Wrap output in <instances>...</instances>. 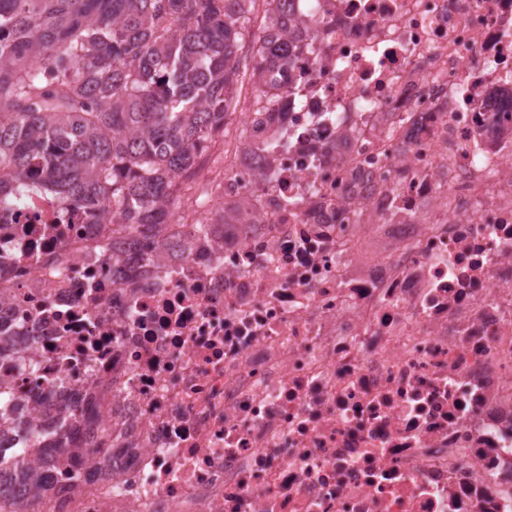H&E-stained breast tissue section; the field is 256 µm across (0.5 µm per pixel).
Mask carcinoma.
I'll use <instances>...</instances> for the list:
<instances>
[{
	"instance_id": "carcinoma-1",
	"label": "carcinoma",
	"mask_w": 512,
	"mask_h": 512,
	"mask_svg": "<svg viewBox=\"0 0 512 512\" xmlns=\"http://www.w3.org/2000/svg\"><path fill=\"white\" fill-rule=\"evenodd\" d=\"M257 0H0V197L47 184L95 224H165L181 175L229 123L239 78L265 92L283 28L239 50ZM45 437L0 458V512H41Z\"/></svg>"
}]
</instances>
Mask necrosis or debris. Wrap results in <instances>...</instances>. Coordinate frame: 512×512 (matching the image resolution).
<instances>
[{
	"label": "necrosis or debris",
	"mask_w": 512,
	"mask_h": 512,
	"mask_svg": "<svg viewBox=\"0 0 512 512\" xmlns=\"http://www.w3.org/2000/svg\"><path fill=\"white\" fill-rule=\"evenodd\" d=\"M289 14L165 258L0 201V394L85 451L43 512H512V0Z\"/></svg>",
	"instance_id": "1"
}]
</instances>
